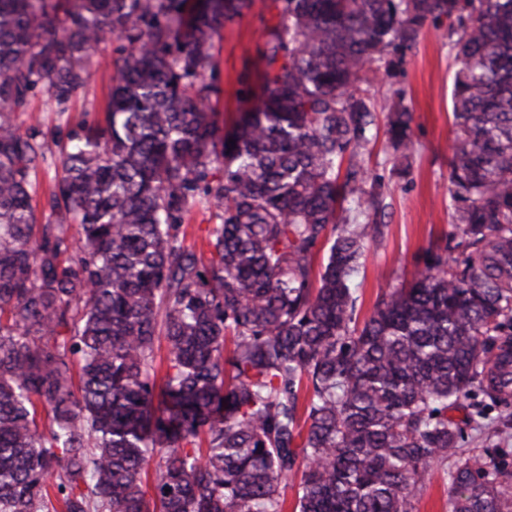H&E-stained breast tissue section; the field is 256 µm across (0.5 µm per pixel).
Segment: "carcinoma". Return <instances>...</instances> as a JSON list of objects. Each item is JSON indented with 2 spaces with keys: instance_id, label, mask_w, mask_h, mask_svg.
<instances>
[{
  "instance_id": "carcinoma-1",
  "label": "carcinoma",
  "mask_w": 512,
  "mask_h": 512,
  "mask_svg": "<svg viewBox=\"0 0 512 512\" xmlns=\"http://www.w3.org/2000/svg\"><path fill=\"white\" fill-rule=\"evenodd\" d=\"M274 6L222 129L214 36L249 0H0V512H288L290 488L293 512H417L450 456L449 512H512L507 454L458 448L512 418V0ZM443 18L462 251L428 252L360 322L346 204L383 185L359 85ZM106 42L105 121L21 131L38 91L67 110ZM411 123L389 113L402 156ZM54 156L48 157L47 163L39 170L36 180L35 189L33 192L32 204L36 209L37 215L42 223L44 224L47 218L50 216V212L47 207V196L49 193L50 186L56 171L60 170V158L59 152L56 147H53Z\"/></svg>"
}]
</instances>
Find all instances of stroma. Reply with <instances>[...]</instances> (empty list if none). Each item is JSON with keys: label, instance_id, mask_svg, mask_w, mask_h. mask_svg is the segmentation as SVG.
<instances>
[{"label": "stroma", "instance_id": "obj_1", "mask_svg": "<svg viewBox=\"0 0 512 512\" xmlns=\"http://www.w3.org/2000/svg\"><path fill=\"white\" fill-rule=\"evenodd\" d=\"M274 15L272 0H253L243 18L227 23L216 38L220 85L215 105L216 120L231 123L238 107V78L256 74L261 65L262 32ZM105 58L91 83L71 99L64 113L47 94L31 97L18 123L28 128L41 121L43 128L73 125L84 117L103 119L112 67L111 48L99 52ZM455 51L446 24L425 25L416 46L393 66L378 64L368 73L366 89L376 113L377 141L367 161L370 178L379 180L384 194L378 211L356 214L359 224L382 226L377 238H365L356 279L357 313L370 314L376 302L392 289L410 281L424 267L426 252L444 243L452 231L449 216L448 158L454 133L451 114ZM413 115V148L407 159H395L386 142V115L392 105Z\"/></svg>", "mask_w": 512, "mask_h": 512}]
</instances>
